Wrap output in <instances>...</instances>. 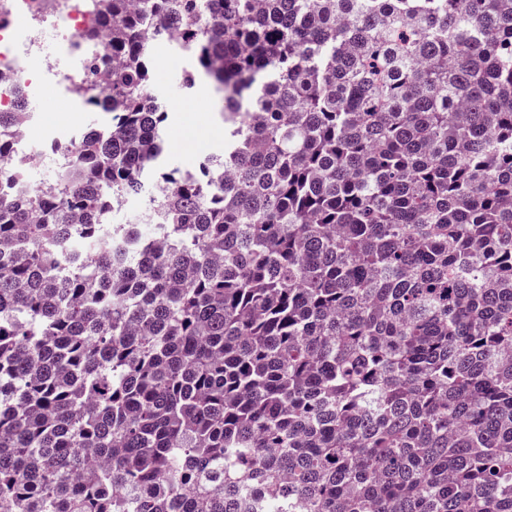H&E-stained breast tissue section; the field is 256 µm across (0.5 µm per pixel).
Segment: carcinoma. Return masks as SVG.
I'll return each instance as SVG.
<instances>
[{"mask_svg":"<svg viewBox=\"0 0 512 512\" xmlns=\"http://www.w3.org/2000/svg\"><path fill=\"white\" fill-rule=\"evenodd\" d=\"M96 6L110 124L33 185L0 112V512H512V0ZM156 68L151 91L164 103L168 120L163 138L165 164L189 167L211 155L224 153V120L219 97L212 83L196 78L195 86H184L192 72L186 56L172 47H153ZM151 191V180L145 182V187L138 194L126 196L121 207L115 213L112 224H135L148 211V200Z\"/></svg>","mask_w":512,"mask_h":512,"instance_id":"cac0c4a2","label":"carcinoma"}]
</instances>
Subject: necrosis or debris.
<instances>
[{"label":"necrosis or debris","mask_w":512,"mask_h":512,"mask_svg":"<svg viewBox=\"0 0 512 512\" xmlns=\"http://www.w3.org/2000/svg\"><path fill=\"white\" fill-rule=\"evenodd\" d=\"M100 27L93 0H71L63 10L54 0H0V112L15 111L19 89L34 91L59 77L47 46L67 58L69 75L86 72L100 44L83 35Z\"/></svg>","instance_id":"obj_1"}]
</instances>
